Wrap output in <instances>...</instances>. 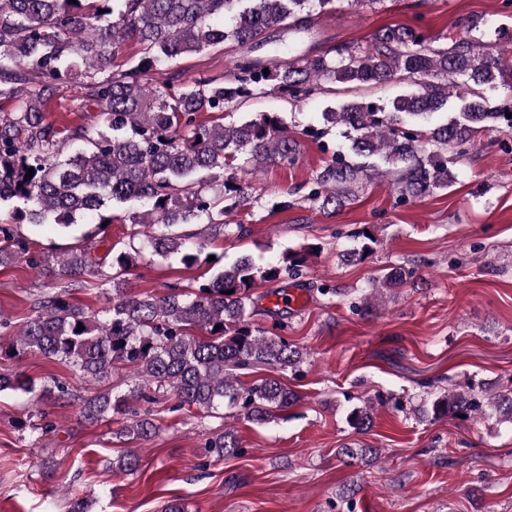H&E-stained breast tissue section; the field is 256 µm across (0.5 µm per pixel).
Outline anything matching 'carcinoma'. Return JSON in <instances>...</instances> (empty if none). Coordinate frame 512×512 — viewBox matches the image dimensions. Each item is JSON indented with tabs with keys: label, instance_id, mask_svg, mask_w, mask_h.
<instances>
[{
	"label": "carcinoma",
	"instance_id": "obj_1",
	"mask_svg": "<svg viewBox=\"0 0 512 512\" xmlns=\"http://www.w3.org/2000/svg\"><path fill=\"white\" fill-rule=\"evenodd\" d=\"M338 0H0V204L12 205L11 224H0V266L22 259L35 265L46 284L60 278L69 286L88 278L102 282L109 306L98 314L71 301L68 286L40 301L39 310L17 332L0 341V351L18 357L37 351L73 365L89 383L126 371L124 390L103 389L83 402L84 420L97 422L112 413L126 415L124 435L155 432L150 411L135 407L171 394L175 409L197 407L207 413L239 408L256 424H269L298 395L274 377L245 386L237 371L265 367L297 373L307 350L282 335L288 323L276 309L268 330L251 320L256 313L253 288L260 283L298 281L309 246L287 250L258 262L242 256L218 268L211 278L188 290L169 286L160 293L133 294L125 274L143 252L137 248L112 256L109 271L78 244L55 255L30 256V240L14 225L53 224L68 230L92 218L97 224L117 206L133 209L131 224L151 228L146 247L154 256H176L187 267L208 262L211 238L231 231L224 211L249 206L253 197L240 174L268 165H293L297 141L274 113L224 121L254 91L267 88L298 101L316 93L320 82L403 83L407 90L387 110L349 101L322 113L326 129H342L353 154L378 156L400 173L401 193L422 197L454 183L448 148L473 143L476 134L512 118L487 108L485 88L512 89V49L482 46L481 21L461 24L462 36L447 48H434L405 25L375 32L369 45L342 44L335 51L303 49L281 43L283 32L302 35L315 25L316 12ZM236 43L241 56L222 79L197 80L176 87L154 75L185 57ZM137 46L136 59L122 70L116 61L123 45ZM269 73H263V69ZM79 87L77 110L93 104L101 122L60 127L47 120V99ZM454 97L457 115L418 132L406 121H429ZM200 112L218 117L203 123ZM75 148L61 156L66 143ZM34 168L32 176L27 170ZM366 167L332 156L313 178L306 200L326 210L341 207ZM221 173L219 193L209 179ZM206 218L204 229L183 226ZM361 240L346 252L350 259L372 253L379 244L373 226L355 234ZM411 272L390 267L350 308L373 311L372 300L385 289L407 284ZM82 331H77L78 325ZM203 332L195 336L191 329ZM1 390L34 393L19 375L0 374ZM378 394L351 406L346 422L356 433L373 425ZM419 415L433 421L489 414L512 425V388L488 398L474 389L441 388L424 400ZM206 453L217 459L244 454L231 430L209 439ZM336 458L346 467H371L379 449L345 443ZM139 468L128 450L115 462L126 474Z\"/></svg>",
	"mask_w": 512,
	"mask_h": 512
}]
</instances>
